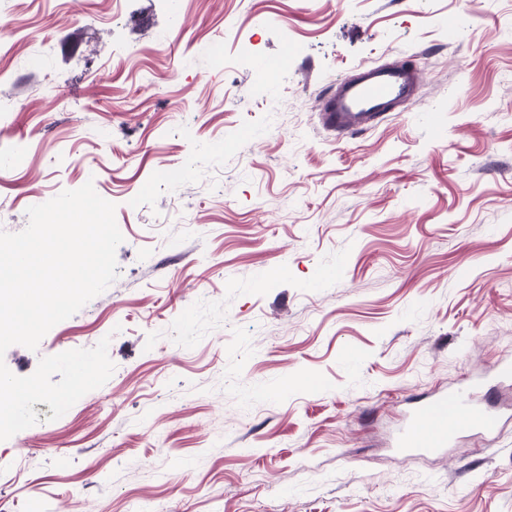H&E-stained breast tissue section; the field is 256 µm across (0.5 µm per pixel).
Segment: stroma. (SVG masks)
Segmentation results:
<instances>
[{
	"label": "stroma",
	"mask_w": 512,
	"mask_h": 512,
	"mask_svg": "<svg viewBox=\"0 0 512 512\" xmlns=\"http://www.w3.org/2000/svg\"><path fill=\"white\" fill-rule=\"evenodd\" d=\"M3 23L0 230L90 181L124 236L104 292L0 357L27 376L106 337L115 365L0 441L8 512H512V0H0ZM408 59L402 111L322 126L337 80ZM473 381L496 431L394 451Z\"/></svg>",
	"instance_id": "1"
}]
</instances>
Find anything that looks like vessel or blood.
<instances>
[{"mask_svg": "<svg viewBox=\"0 0 512 512\" xmlns=\"http://www.w3.org/2000/svg\"><path fill=\"white\" fill-rule=\"evenodd\" d=\"M418 73L409 65L362 67L358 77L340 82L322 108L326 127L345 136L371 129L398 103L410 100ZM498 417L470 388L443 392L416 408L399 429L395 446L432 453L446 448L454 434L480 428L494 431Z\"/></svg>", "mask_w": 512, "mask_h": 512, "instance_id": "obj_1", "label": "vessel or blood"}]
</instances>
